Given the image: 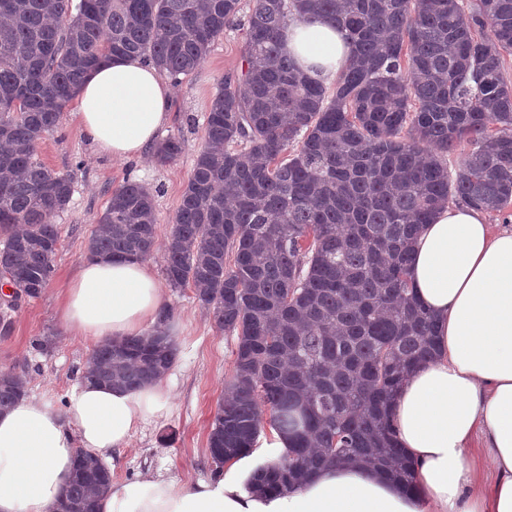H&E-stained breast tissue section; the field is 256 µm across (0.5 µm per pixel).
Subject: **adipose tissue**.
Masks as SVG:
<instances>
[{
  "instance_id": "adipose-tissue-1",
  "label": "adipose tissue",
  "mask_w": 512,
  "mask_h": 512,
  "mask_svg": "<svg viewBox=\"0 0 512 512\" xmlns=\"http://www.w3.org/2000/svg\"><path fill=\"white\" fill-rule=\"evenodd\" d=\"M285 49L301 70L331 80L347 65L344 31L323 18L289 19ZM170 86L138 57L93 70L74 97L84 139L117 159L141 156L168 121ZM411 281L437 325V354L402 381L389 415L414 463L415 487L374 468L336 464L308 484L271 494L245 489L249 457L215 480L164 474L115 481L98 512H512V226L452 205L423 225ZM165 289L143 259L81 261L62 294L65 332L93 343L147 334L166 312ZM169 412L163 380L133 390L79 382L70 411L25 399L0 413V512H54L77 451L112 464L134 432ZM480 441L493 477L471 455Z\"/></svg>"
}]
</instances>
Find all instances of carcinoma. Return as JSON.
Returning a JSON list of instances; mask_svg holds the SVG:
<instances>
[{
  "label": "carcinoma",
  "mask_w": 512,
  "mask_h": 512,
  "mask_svg": "<svg viewBox=\"0 0 512 512\" xmlns=\"http://www.w3.org/2000/svg\"><path fill=\"white\" fill-rule=\"evenodd\" d=\"M240 0H0V277L36 298L54 272L72 180L38 155L74 90L106 58L138 56L163 75L194 72L237 25ZM347 32L348 65L327 85L284 51L294 13ZM490 27L492 38L482 36ZM248 67L229 74L206 116L165 247L173 288L193 285L237 337L208 450L252 451L264 425L288 451L248 486L275 492L316 469L374 465L406 486L413 463L386 409L405 371L435 349L410 276L419 225L452 202L512 207V0H255ZM465 140L454 170L445 156ZM182 152L169 136L157 159ZM154 194L112 191L87 256L147 257ZM169 315L123 344L95 347L81 379L136 388L177 358ZM27 394L0 374V411ZM111 476L83 454L58 512H96Z\"/></svg>",
  "instance_id": "1"
}]
</instances>
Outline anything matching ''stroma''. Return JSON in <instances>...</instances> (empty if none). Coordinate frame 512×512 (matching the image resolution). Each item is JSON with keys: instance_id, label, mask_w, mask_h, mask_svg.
I'll return each instance as SVG.
<instances>
[{"instance_id": "35a3bbf8", "label": "stroma", "mask_w": 512, "mask_h": 512, "mask_svg": "<svg viewBox=\"0 0 512 512\" xmlns=\"http://www.w3.org/2000/svg\"><path fill=\"white\" fill-rule=\"evenodd\" d=\"M244 42L242 28L225 30L203 63L173 84L169 120L160 135L180 138L183 150L174 162L159 163L152 152L112 160L96 153L68 116L58 132L41 142L40 159L71 177L73 195L67 209L51 218L60 227L61 241L48 287L36 298L16 297L11 289L0 287V316L5 319L0 325V369L22 375L28 397L63 413L69 410L72 390L93 345L82 337L64 335L57 317L59 292L85 256L113 190L125 181L143 184L155 197L157 236L148 260L157 277H164L167 237L195 158L205 146V116L225 75L245 69ZM166 293L169 333L178 347L177 360L165 375L171 412L134 434L116 456L112 470L116 481L158 472L181 479L212 476L208 435L224 382L233 370L236 337L218 328L193 287H170Z\"/></svg>"}]
</instances>
